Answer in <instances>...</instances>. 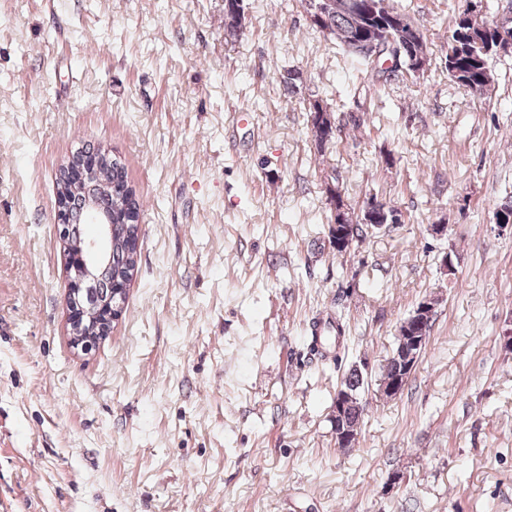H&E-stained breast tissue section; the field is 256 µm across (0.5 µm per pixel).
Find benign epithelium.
<instances>
[{
    "instance_id": "obj_1",
    "label": "benign epithelium",
    "mask_w": 512,
    "mask_h": 512,
    "mask_svg": "<svg viewBox=\"0 0 512 512\" xmlns=\"http://www.w3.org/2000/svg\"><path fill=\"white\" fill-rule=\"evenodd\" d=\"M327 9L307 12L310 23L326 36L344 41L349 35L335 30L325 23ZM397 28L408 27L404 35H393L396 51L394 61L406 53L414 57L413 73L425 74L429 69V55H420L416 46L424 42L420 28L407 24L402 19L395 23ZM497 51L506 55L512 53V28L494 26ZM112 160V153L100 146L77 149L63 165L64 189L56 194V221L62 226L59 233L69 273L68 321L73 344L83 351L92 348L98 336H106L112 330V323L120 316L121 302L117 296L127 289L124 282L112 280V209L102 204V199H112V184L100 186V167ZM331 247L338 251L354 248L350 238L338 224L331 225ZM438 300L425 297L418 302L411 317L401 324L397 335L402 337L398 350L391 353L385 365L393 371L394 378L381 383L379 392L387 398H396L404 390L424 350L427 337L424 336L426 322L437 311ZM357 405V396L346 388H338L332 406V433L336 447L343 451L352 450L358 443L361 426L345 427L338 423L343 412Z\"/></svg>"
}]
</instances>
